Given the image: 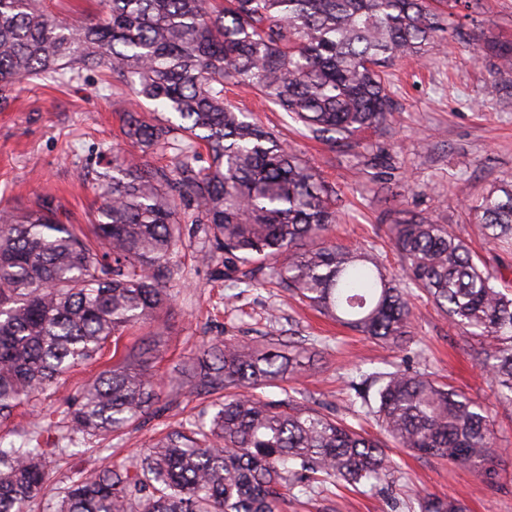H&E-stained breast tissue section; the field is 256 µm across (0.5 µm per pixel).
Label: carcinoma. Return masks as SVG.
<instances>
[{
	"label": "carcinoma",
	"instance_id": "carcinoma-1",
	"mask_svg": "<svg viewBox=\"0 0 512 512\" xmlns=\"http://www.w3.org/2000/svg\"><path fill=\"white\" fill-rule=\"evenodd\" d=\"M472 0H100L91 23L49 18L44 0H0V101L22 79L67 83L102 68L155 104L152 118L124 115L122 133L142 152L176 139L172 166L112 154V182L93 238L60 221L49 204L0 210V420L113 345L112 365L65 413L61 439L116 434L158 399L155 341L124 335L171 304L181 223L204 238L200 259L224 255L225 275L256 270L323 316L402 346L414 317L412 289L449 322L480 339V369L497 400L512 405V290L460 233L424 215L391 224L403 268L396 274L336 245V208L316 170L272 131L224 100V84L258 92L306 134L359 154V135L389 128L393 100L384 67L421 59L440 21ZM512 68V44L489 48ZM204 144L209 166L195 170ZM477 235L512 255V179L470 206ZM314 368L296 342L267 346L211 339L196 359L195 387L216 396L201 417L159 438L128 466L81 470L54 512H280L281 489L312 480L354 490L391 467L403 448L472 468L486 480L497 456L493 409L433 378L398 368L355 384L385 440L358 430L291 387L261 389ZM0 446V512H24L50 485L43 433ZM421 512H467L425 494Z\"/></svg>",
	"mask_w": 512,
	"mask_h": 512
}]
</instances>
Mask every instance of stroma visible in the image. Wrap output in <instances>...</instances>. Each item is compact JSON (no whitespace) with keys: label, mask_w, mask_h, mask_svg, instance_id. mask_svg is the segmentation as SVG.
Instances as JSON below:
<instances>
[{"label":"stroma","mask_w":512,"mask_h":512,"mask_svg":"<svg viewBox=\"0 0 512 512\" xmlns=\"http://www.w3.org/2000/svg\"><path fill=\"white\" fill-rule=\"evenodd\" d=\"M465 30L469 43L439 39L423 60L401 59L389 68L395 110L387 134L366 133L381 156H354L305 136L300 125L251 91L226 86V98L294 147L336 193L335 240L379 258L391 271L400 261L387 237L391 224L422 214L450 224L485 259L489 250L472 232L468 207L500 180L512 179V69L473 54L472 42H512V0H479ZM102 70L67 84L45 79L18 83L0 108V209L22 211L51 201L64 223L88 229L101 204L99 183L111 173L113 151L123 149L120 115ZM201 234L185 231L176 256L181 270L171 283L174 301L155 323L129 331L131 345L157 337L151 369L161 395L148 413L120 436L90 441L79 458L48 461L54 486L73 471L133 459L210 401L193 386V364L202 340L217 337L261 344L305 340L316 351L313 373L299 381L307 395L351 410L348 381L400 362L420 350V370L456 389L495 404L494 388L473 358L478 339L452 326L426 299L415 301V320L404 348L355 334L311 310L280 288L235 287L223 260L198 263ZM93 362L61 377L56 387L0 424V442L21 443L41 409L64 413L70 400L104 369ZM497 407L498 476L486 482L475 471L434 457L390 449L392 469L379 488L346 491L325 485L312 497L286 493L281 512H420L419 497L456 498L469 512H512V407Z\"/></svg>","instance_id":"35a3bbf8"}]
</instances>
